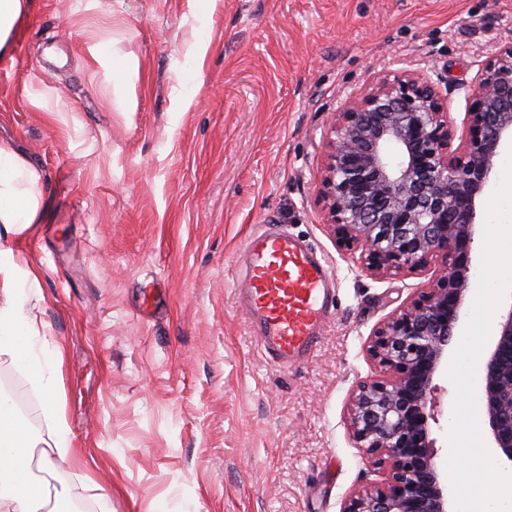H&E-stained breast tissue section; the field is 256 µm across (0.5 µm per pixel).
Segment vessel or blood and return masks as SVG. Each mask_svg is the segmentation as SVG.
<instances>
[{
  "mask_svg": "<svg viewBox=\"0 0 512 512\" xmlns=\"http://www.w3.org/2000/svg\"><path fill=\"white\" fill-rule=\"evenodd\" d=\"M243 267L237 295L262 348L282 369L302 361L318 342L334 292L325 260L270 226L247 239Z\"/></svg>",
  "mask_w": 512,
  "mask_h": 512,
  "instance_id": "1",
  "label": "vessel or blood"
}]
</instances>
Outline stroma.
<instances>
[{
	"instance_id": "35a3bbf8",
	"label": "stroma",
	"mask_w": 512,
	"mask_h": 512,
	"mask_svg": "<svg viewBox=\"0 0 512 512\" xmlns=\"http://www.w3.org/2000/svg\"><path fill=\"white\" fill-rule=\"evenodd\" d=\"M0 58V147L49 205L9 236L39 272L78 461L49 475L89 512H340L379 473L347 418L378 375L372 330L432 271L377 278L317 204L333 115L417 69L462 127L512 0H30ZM206 52H199V41ZM277 224L335 297L299 365L266 358L235 292Z\"/></svg>"
}]
</instances>
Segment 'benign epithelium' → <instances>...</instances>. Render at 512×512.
<instances>
[{
    "instance_id": "obj_1",
    "label": "benign epithelium",
    "mask_w": 512,
    "mask_h": 512,
    "mask_svg": "<svg viewBox=\"0 0 512 512\" xmlns=\"http://www.w3.org/2000/svg\"><path fill=\"white\" fill-rule=\"evenodd\" d=\"M455 129L438 88L423 74L384 75L331 120L317 202L340 245L369 275L436 271L428 288L371 333L380 374L349 397L350 435L380 470L340 512H449L448 476L437 461L435 383L448 360L471 290L478 202L512 140V43L481 67ZM483 356L480 407L495 448L512 462V304Z\"/></svg>"
}]
</instances>
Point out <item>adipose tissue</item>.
Returning <instances> with one entry per match:
<instances>
[{"instance_id":"1","label":"adipose tissue","mask_w":512,"mask_h":512,"mask_svg":"<svg viewBox=\"0 0 512 512\" xmlns=\"http://www.w3.org/2000/svg\"><path fill=\"white\" fill-rule=\"evenodd\" d=\"M46 197L38 173L0 147V229L14 233L39 223ZM39 277L12 249L0 246V357L29 372L30 384L44 397L47 436L30 432L0 392V512H43L51 501H69L68 489L51 491L34 470L54 471L73 454L69 427L55 400L60 351H47L42 323L34 311Z\"/></svg>"}]
</instances>
